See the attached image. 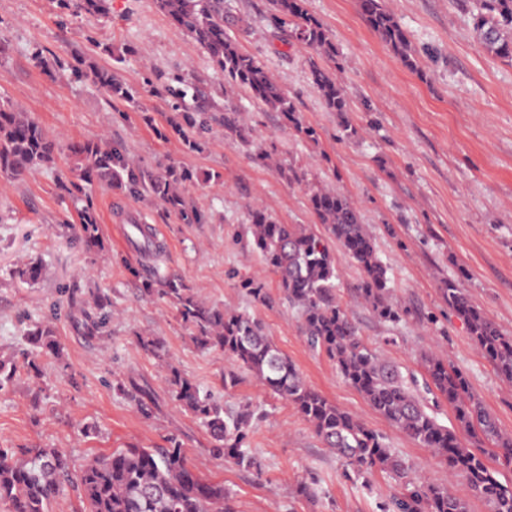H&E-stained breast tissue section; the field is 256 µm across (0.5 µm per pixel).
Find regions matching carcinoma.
<instances>
[{
	"mask_svg": "<svg viewBox=\"0 0 512 512\" xmlns=\"http://www.w3.org/2000/svg\"><path fill=\"white\" fill-rule=\"evenodd\" d=\"M57 6L86 14H104L107 0H56ZM269 23L273 30L288 31L313 51L309 76L326 109L340 115L349 111L347 90L336 64V47L323 25L312 16L307 0H271ZM156 9L191 37L212 65L232 86L242 88L267 109L279 113L303 136L314 139L315 128L302 124L295 102L254 56L243 52L225 31L224 0H154ZM468 11L474 30L494 56L512 60V0H456ZM362 16L384 44L404 65L417 69L418 62L386 0H358ZM85 73L113 98L138 105V91L122 82L114 71L92 62ZM212 117L195 106L178 112L168 132L179 137L190 151L201 149L200 137ZM225 136L244 144L251 132L240 119V110L224 107ZM58 149L38 122L12 104L0 101V175L21 179L52 165ZM75 159L72 178L59 181L69 195L76 220L71 228L89 251L104 249L99 214L92 189L96 185L138 196L147 195L178 216L184 224L201 223L199 211L190 205L182 187L193 173L174 163L146 169L132 162L122 149L103 139L72 143ZM310 207L319 223L327 226L353 262L362 270L360 295L372 310L388 322H398L406 311L393 303L388 288V268L379 257L372 236L362 224L357 204L339 191L319 183L309 184ZM249 230L264 264L279 278L288 302L301 313V330L308 344L336 364L342 379L358 390L371 407L389 423L422 447L448 462L449 469L465 477L471 490L482 497L490 512H512V484L502 483L486 458L512 463V436L502 433L496 419L472 393L468 378L459 369L432 354H424L425 378L418 388L414 375L381 361L359 337L356 325L336 295V260L328 239L306 224H278L268 213L249 211ZM131 244L146 250L152 245L148 228L132 225ZM145 295L173 307L202 350L218 349L234 363L224 372V388L239 384L240 371L251 373L271 394L291 403L325 445L346 459L358 472H389L401 480L405 493L391 501L392 512H469L468 502L447 487L416 482L384 438L355 416L341 410L301 377L294 363L264 333L261 323L246 313H230L202 301L183 280L155 276L144 283ZM444 300L465 321L479 352L498 376L512 382V336L475 306L464 289L450 280L442 289ZM108 304L95 300L96 312H84L87 335L106 324ZM30 343L46 357L62 358L63 348L54 336L52 321H37L27 332ZM172 399L208 429L213 439L210 453L229 459L240 468L260 469L249 446L256 411L249 403L229 410L213 393L204 390L174 367H169ZM116 389L145 417L151 416L150 392L135 380L116 383ZM448 402L457 426L441 424L428 407L425 395ZM477 439V448L462 444L458 431ZM488 443L482 448L480 444ZM76 487L86 503L84 512H235L232 494L224 485L206 479L189 463L177 436L159 448H117L88 461L72 475L70 460L59 448H0V501L10 512H50L49 505L64 491Z\"/></svg>",
	"mask_w": 512,
	"mask_h": 512,
	"instance_id": "cac0c4a2",
	"label": "carcinoma"
}]
</instances>
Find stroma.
<instances>
[{
	"instance_id": "35a3bbf8",
	"label": "stroma",
	"mask_w": 512,
	"mask_h": 512,
	"mask_svg": "<svg viewBox=\"0 0 512 512\" xmlns=\"http://www.w3.org/2000/svg\"><path fill=\"white\" fill-rule=\"evenodd\" d=\"M229 4L241 49L265 65L316 139L298 134L247 92L226 91L223 74L153 0H111L102 15L62 10L55 0H0V99L28 113L58 145L53 168L17 180L0 175V358L19 359L27 349L25 330L53 310L64 351L59 361L39 358V373L20 371L0 391V448H59L77 472L113 449L162 446L175 434L189 462L231 491L236 512H384L402 493L385 473L367 481L350 477L345 460L293 405L250 373L225 389L231 361L222 351L197 347L174 309L144 295V279L158 271L181 278L209 304L258 319L306 383L382 435L411 476L451 484L470 512H489L463 476L449 475L444 461L392 427L325 354L308 346L298 310L245 227L256 203L277 223L327 235L310 208L312 182L331 184L357 202L388 266L391 297L406 310L399 322L380 319L359 293L360 269L332 242L336 294L361 338L405 371L423 373L427 352L447 360L512 435V384L479 354L441 295L455 281L512 335V63L484 50L470 14L450 0H387L420 61L415 70L367 26L357 0H308L342 66L350 110L341 116L327 111L310 84V50L274 36L270 0ZM80 57L114 69L137 89L138 108L73 75ZM177 75L212 113L232 101L253 131L252 146L225 138L217 122L194 153L179 138L163 137L174 112L166 88ZM345 122L354 131L348 138ZM97 138L121 146L142 166L175 162L196 172L185 197L203 223H182L152 199L98 185L92 196L106 249L87 251L66 227L75 213L57 178L73 166L69 144ZM262 151L270 162L259 160ZM282 166L306 170V181L281 177ZM135 219L155 228L161 255L137 251L121 235ZM32 264L41 266L40 279L21 280L19 270ZM251 278L264 282L265 300L244 289ZM95 293L109 299L112 318L105 333L87 336L79 310ZM141 335L162 341L164 359L139 346ZM172 366L227 407L252 403L250 446L260 470L211 455L209 432L170 397ZM128 378L151 391V417L115 391ZM303 483L316 489L315 499L297 495Z\"/></svg>"
}]
</instances>
